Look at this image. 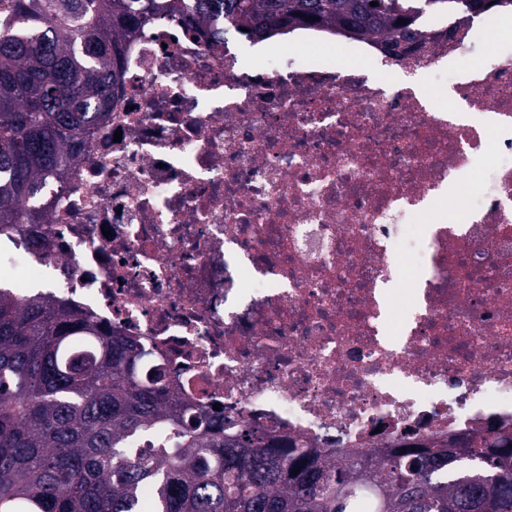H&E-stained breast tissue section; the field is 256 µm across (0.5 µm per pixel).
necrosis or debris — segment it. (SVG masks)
Here are the masks:
<instances>
[{
	"label": "necrosis or debris",
	"mask_w": 512,
	"mask_h": 512,
	"mask_svg": "<svg viewBox=\"0 0 512 512\" xmlns=\"http://www.w3.org/2000/svg\"><path fill=\"white\" fill-rule=\"evenodd\" d=\"M474 30L349 69L154 19L108 118L0 264L148 351L224 431L329 458L512 429V45Z\"/></svg>",
	"instance_id": "1"
}]
</instances>
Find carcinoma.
Instances as JSON below:
<instances>
[{"mask_svg":"<svg viewBox=\"0 0 512 512\" xmlns=\"http://www.w3.org/2000/svg\"><path fill=\"white\" fill-rule=\"evenodd\" d=\"M413 2L0 0V234L47 223L44 192L105 116L141 22L222 21L214 37L253 40L313 21L392 48L430 38ZM141 357L78 309L0 284V512H356L360 491L370 512H401L408 497L411 512L476 497L512 512V432L496 424L329 460L249 428L224 435V413L191 414L161 374L142 375Z\"/></svg>","mask_w":512,"mask_h":512,"instance_id":"cac0c4a2","label":"carcinoma"}]
</instances>
